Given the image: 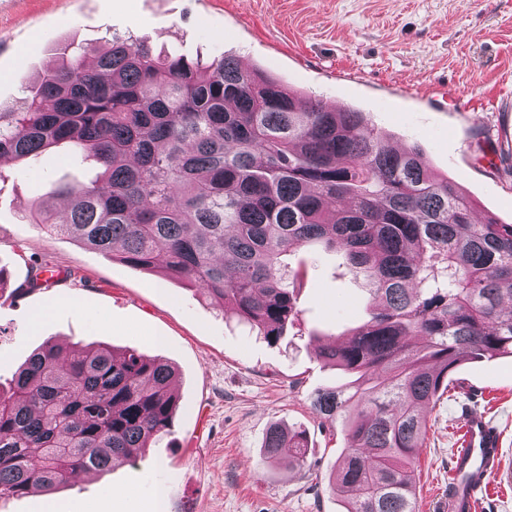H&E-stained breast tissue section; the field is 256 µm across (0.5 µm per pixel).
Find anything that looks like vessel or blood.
Segmentation results:
<instances>
[{"label":"vessel or blood","instance_id":"obj_1","mask_svg":"<svg viewBox=\"0 0 512 512\" xmlns=\"http://www.w3.org/2000/svg\"><path fill=\"white\" fill-rule=\"evenodd\" d=\"M502 441L497 428L484 413L470 409L463 418L462 437L455 450L453 482L448 485L449 512L468 508L475 512L491 477L501 475Z\"/></svg>","mask_w":512,"mask_h":512}]
</instances>
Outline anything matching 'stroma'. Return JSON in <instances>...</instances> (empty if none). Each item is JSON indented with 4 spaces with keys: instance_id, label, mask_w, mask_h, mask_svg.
<instances>
[{
    "instance_id": "35a3bbf8",
    "label": "stroma",
    "mask_w": 512,
    "mask_h": 512,
    "mask_svg": "<svg viewBox=\"0 0 512 512\" xmlns=\"http://www.w3.org/2000/svg\"><path fill=\"white\" fill-rule=\"evenodd\" d=\"M133 35L193 60L228 55L298 93L363 113L394 148L419 146L430 169L478 208L512 224V0H0V104L21 107L70 48ZM90 163L50 149L30 162L0 160V377L48 337L159 354L176 369L181 408L173 432L135 462L76 479L52 496L0 501V512H343L328 478L341 428L311 410L335 385L319 341L349 334L371 302L340 253L310 246L297 321L274 344L222 316L182 281L105 257L26 223L40 201L59 208L58 182L88 181ZM60 275L27 289L31 258ZM458 389L425 411L417 459V512H448V473L462 415L487 410L512 471V357L469 362ZM305 430L308 461L263 462L273 425Z\"/></svg>"
}]
</instances>
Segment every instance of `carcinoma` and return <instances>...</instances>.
Here are the masks:
<instances>
[{
    "label": "carcinoma",
    "mask_w": 512,
    "mask_h": 512,
    "mask_svg": "<svg viewBox=\"0 0 512 512\" xmlns=\"http://www.w3.org/2000/svg\"><path fill=\"white\" fill-rule=\"evenodd\" d=\"M66 145L95 163L63 183L57 213L24 214L133 267L160 268L274 342L297 319L307 270L283 258L321 242L364 278L367 319L317 357L350 377L313 412L345 426L329 488L345 512H416L422 409L471 359L512 356V224L478 215L416 147H388L338 111L232 57L188 60L134 36L77 46L23 110L0 106V158ZM173 367L106 343L46 340L0 383V499L104 474L171 432ZM306 432L267 431L263 458L306 465Z\"/></svg>",
    "instance_id": "carcinoma-1"
}]
</instances>
